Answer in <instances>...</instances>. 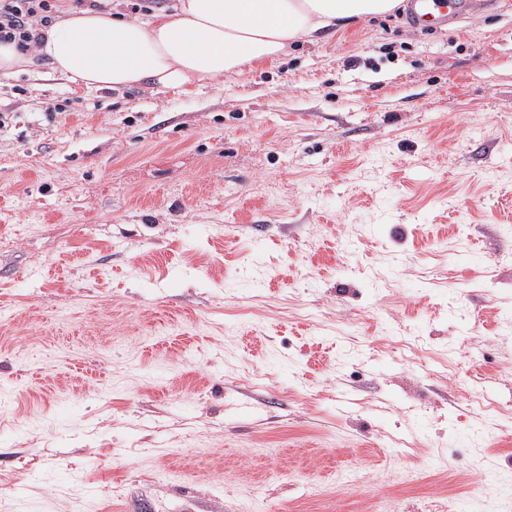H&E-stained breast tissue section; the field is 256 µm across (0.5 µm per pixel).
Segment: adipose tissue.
<instances>
[{"mask_svg": "<svg viewBox=\"0 0 512 512\" xmlns=\"http://www.w3.org/2000/svg\"><path fill=\"white\" fill-rule=\"evenodd\" d=\"M397 0H173L149 18L75 9L59 16L30 51L0 44V76L45 59L63 76L94 90L145 86L162 92L204 79L244 75L331 26L392 11Z\"/></svg>", "mask_w": 512, "mask_h": 512, "instance_id": "1", "label": "adipose tissue"}]
</instances>
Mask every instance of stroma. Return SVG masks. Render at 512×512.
I'll list each match as a JSON object with an SVG mask.
<instances>
[{
  "instance_id": "stroma-1",
  "label": "stroma",
  "mask_w": 512,
  "mask_h": 512,
  "mask_svg": "<svg viewBox=\"0 0 512 512\" xmlns=\"http://www.w3.org/2000/svg\"><path fill=\"white\" fill-rule=\"evenodd\" d=\"M404 13L0 76V512H512V0ZM408 18L426 30L446 25L467 10L471 0H408Z\"/></svg>"
}]
</instances>
